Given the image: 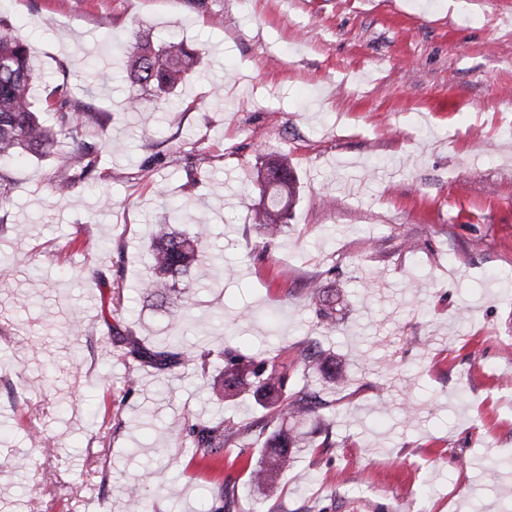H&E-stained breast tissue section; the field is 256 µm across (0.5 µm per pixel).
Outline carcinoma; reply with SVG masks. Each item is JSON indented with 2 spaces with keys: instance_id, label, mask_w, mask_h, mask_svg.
Listing matches in <instances>:
<instances>
[{
  "instance_id": "carcinoma-1",
  "label": "carcinoma",
  "mask_w": 512,
  "mask_h": 512,
  "mask_svg": "<svg viewBox=\"0 0 512 512\" xmlns=\"http://www.w3.org/2000/svg\"><path fill=\"white\" fill-rule=\"evenodd\" d=\"M106 43L126 58L130 84L136 89L173 93L199 65L203 50L194 48L182 39L171 37L155 46L148 41ZM30 47L7 33L0 34V199L7 198L11 185L8 176L10 163L20 154L36 158L55 157L51 185L62 192L92 178L98 165V153L83 141V128H104L109 120L105 112H74L70 99L60 95L49 104L54 125L40 120L32 101V87L37 75L30 66ZM69 141L64 152H57L59 139ZM261 196L253 220L270 237H276L288 227V212L296 196V177L288 163L271 157L257 176ZM207 248L204 225L192 233L178 231L171 224H158L145 252V263L151 275L143 283L144 292L151 298L164 297L168 281L183 280L178 303L170 312V330L185 324L192 310L196 287L207 278L203 254ZM319 298L320 319L329 327L336 325V293L332 288L316 292ZM113 344L119 347L126 364L137 367L150 364L159 371L176 365L206 366L211 352L186 346L184 335L166 338L163 345L149 347L135 336H126L117 328L110 329ZM305 363L336 381V356L310 348L302 353ZM224 360V372L218 391L224 397L250 394L256 403L268 411L275 428L265 440L264 458L249 470V479L262 497L255 500L247 512H265L266 502L276 492L275 475L293 466L301 451L302 433L295 423L332 407V402L320 393L306 389H288V374L278 369L260 354L245 355L236 348L225 347L219 352ZM266 426L260 422L240 424L223 418L196 421L180 418L170 424V431L190 441L194 455L201 460L215 459L227 445L243 441L249 434ZM147 478L135 479L127 496L134 510L142 508L143 490ZM234 498L230 488H219L209 512H231Z\"/></svg>"
}]
</instances>
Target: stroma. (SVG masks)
<instances>
[{"label":"stroma","mask_w":512,"mask_h":512,"mask_svg":"<svg viewBox=\"0 0 512 512\" xmlns=\"http://www.w3.org/2000/svg\"><path fill=\"white\" fill-rule=\"evenodd\" d=\"M1 32L33 47L45 123L58 86L111 120L88 137L94 179L56 192L28 156L0 205V512H129L144 475L148 512H207L226 483L240 512L257 497L261 437L200 462L167 429L262 416L215 400L222 361L132 370L110 340L165 334L142 256L174 204L210 243L189 341L264 354L333 403L279 478L285 512H512V467L487 464L512 451V0H0ZM107 32L207 53L128 110ZM273 155L299 189L267 242L252 182ZM317 288L336 291L335 328ZM313 342L346 387L304 364Z\"/></svg>","instance_id":"stroma-1"}]
</instances>
